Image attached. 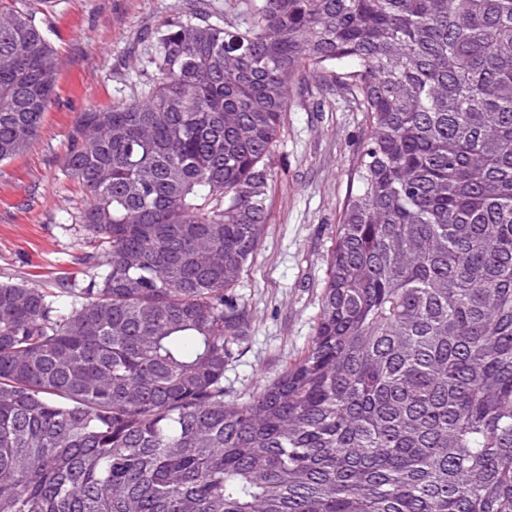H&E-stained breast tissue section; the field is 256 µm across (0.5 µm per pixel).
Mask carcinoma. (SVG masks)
Here are the masks:
<instances>
[{
  "mask_svg": "<svg viewBox=\"0 0 512 512\" xmlns=\"http://www.w3.org/2000/svg\"><path fill=\"white\" fill-rule=\"evenodd\" d=\"M196 2L70 133L80 269L0 282V512H512V0ZM57 76L0 0V162ZM311 78L367 114L357 186L310 343L230 399L233 289Z\"/></svg>",
  "mask_w": 512,
  "mask_h": 512,
  "instance_id": "1",
  "label": "carcinoma"
}]
</instances>
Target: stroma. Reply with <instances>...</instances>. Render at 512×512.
<instances>
[{
    "mask_svg": "<svg viewBox=\"0 0 512 512\" xmlns=\"http://www.w3.org/2000/svg\"><path fill=\"white\" fill-rule=\"evenodd\" d=\"M184 2L23 0L58 54V87L36 140L0 163L1 282L49 285L88 252L91 235L78 221L84 196L62 171L69 134L80 113L132 99L150 80L128 51L140 33L179 16ZM365 127L364 113L317 82L291 95L274 150L268 221L234 289L249 324L224 368L229 397L271 384L308 346Z\"/></svg>",
    "mask_w": 512,
    "mask_h": 512,
    "instance_id": "stroma-1",
    "label": "stroma"
}]
</instances>
